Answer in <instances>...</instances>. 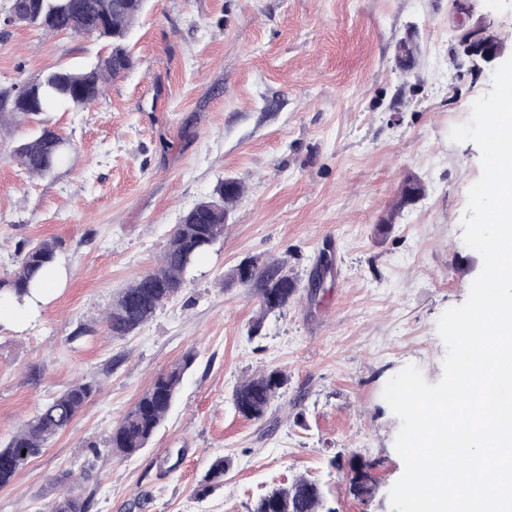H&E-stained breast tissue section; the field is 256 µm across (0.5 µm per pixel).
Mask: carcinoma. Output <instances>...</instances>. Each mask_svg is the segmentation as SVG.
Masks as SVG:
<instances>
[{
	"label": "carcinoma",
	"instance_id": "1",
	"mask_svg": "<svg viewBox=\"0 0 512 512\" xmlns=\"http://www.w3.org/2000/svg\"><path fill=\"white\" fill-rule=\"evenodd\" d=\"M13 20L0 14L5 27L25 24L45 33H69L75 37L96 36L108 41L107 55L87 69L55 68L36 79L17 85L27 90L30 103L16 104L13 91L0 93V128L17 122L36 126L34 135L14 145L10 157L30 177H46L67 157V140L42 118L54 105L83 109L97 101L105 84L135 67L128 48L132 27L145 10L146 0H10ZM243 194V186L232 181L224 192L219 184L213 195L196 204L176 225L157 266L122 289L103 322L114 337L126 336L148 322L159 307L175 297L197 258L224 237V213L232 210ZM58 245L53 239L36 242L21 250L17 267L0 277V299L22 300L31 296L39 277L55 260ZM251 279L260 283L265 311L288 306L297 292L295 279L284 264L273 261L254 269ZM193 361L187 354L181 362L158 375L135 405L121 419L105 442L108 452L130 457L145 448L169 413ZM288 382L279 370L264 372L241 383L234 404L245 416L261 419L272 399ZM99 390L94 381H80L42 406L3 448H0V487L11 485L29 457L37 454L57 434L68 429L91 397ZM229 461L211 459L197 494L205 496L224 481ZM349 490L360 500L372 497L376 479L370 474L374 464L357 456L347 462ZM88 501L68 490L54 502L51 512H88ZM249 512H336L327 506L322 490L314 481L299 476L285 487H277L259 497Z\"/></svg>",
	"mask_w": 512,
	"mask_h": 512
}]
</instances>
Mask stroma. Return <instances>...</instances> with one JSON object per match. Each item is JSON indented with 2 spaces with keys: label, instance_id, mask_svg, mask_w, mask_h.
Here are the masks:
<instances>
[{
  "label": "stroma",
  "instance_id": "stroma-1",
  "mask_svg": "<svg viewBox=\"0 0 512 512\" xmlns=\"http://www.w3.org/2000/svg\"><path fill=\"white\" fill-rule=\"evenodd\" d=\"M471 4L461 14L452 0H148L133 28L134 69L88 109L47 113L70 143L64 165L27 176L9 151L33 126L0 130V275L24 245L50 238L66 271L29 316L0 323V446L75 381L99 384L0 488V512H49L69 489L89 512H248L301 475L337 512H391L404 464L384 386L410 363L440 380L438 320L479 274L461 220L481 154L449 133L491 90L494 68L457 69L451 50L486 20L512 57V0ZM409 33L421 53L406 74L395 55ZM104 47L0 30V89L83 67ZM410 176L424 195L384 223ZM227 179L245 192L223 238L150 321L110 336L101 314ZM246 259L285 261L295 299L261 313L257 284L229 278ZM189 352L148 447L104 453L112 428ZM275 368L288 383L265 416L239 414L236 387ZM354 455L376 465L364 501L339 467ZM215 456L230 461L224 482L198 496Z\"/></svg>",
  "mask_w": 512,
  "mask_h": 512
}]
</instances>
